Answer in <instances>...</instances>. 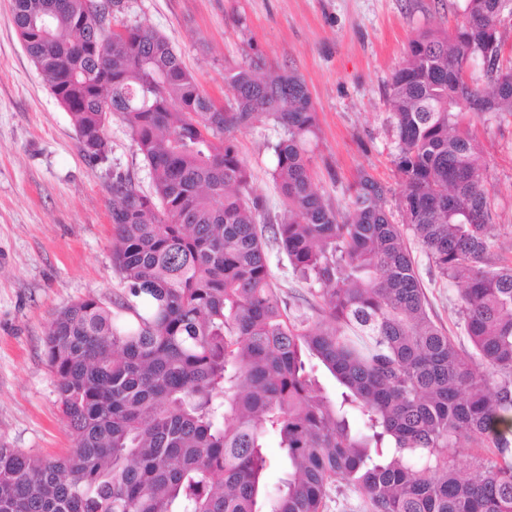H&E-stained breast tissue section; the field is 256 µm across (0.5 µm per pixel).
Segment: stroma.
<instances>
[{
	"label": "stroma",
	"instance_id": "obj_1",
	"mask_svg": "<svg viewBox=\"0 0 512 512\" xmlns=\"http://www.w3.org/2000/svg\"><path fill=\"white\" fill-rule=\"evenodd\" d=\"M463 0H124L117 24L142 23L166 36L201 89L225 102L224 74L260 57L307 83L318 113L315 183L346 210L349 188L366 171L398 197L394 143L384 92L419 31L453 32ZM478 161L497 204L502 241L512 240V116L469 113ZM105 161L86 157L68 112L51 93L0 0V447L48 458L72 448L48 365L45 338L54 312L85 298L115 299L124 284L112 263V176L145 193L153 181L132 132L119 117L106 127ZM279 130L263 120L236 144L261 197L262 221H276L283 196L267 145ZM415 260L438 320L454 336L456 288L432 281ZM273 280L292 309L309 311L310 289L286 255L269 249Z\"/></svg>",
	"mask_w": 512,
	"mask_h": 512
}]
</instances>
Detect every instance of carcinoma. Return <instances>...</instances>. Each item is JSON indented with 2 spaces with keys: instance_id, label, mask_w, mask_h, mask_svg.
Returning a JSON list of instances; mask_svg holds the SVG:
<instances>
[{
  "instance_id": "carcinoma-1",
  "label": "carcinoma",
  "mask_w": 512,
  "mask_h": 512,
  "mask_svg": "<svg viewBox=\"0 0 512 512\" xmlns=\"http://www.w3.org/2000/svg\"><path fill=\"white\" fill-rule=\"evenodd\" d=\"M123 0H13L19 37L69 112L84 153L108 154L115 114L154 191L112 176L113 264L127 292L60 310L46 333L74 448L44 460L0 447V512H324L332 490L368 512H512V262L467 112L512 115L501 27L512 0H464L453 33L409 42L387 89L394 165L387 209L366 171L345 217L314 184L317 111L293 71L224 73L202 93L168 39L123 25ZM483 83L470 78L475 62ZM274 122L284 198L261 208L234 133ZM319 285L318 319L272 282L267 244ZM459 288L472 349L431 315L411 244ZM336 380L330 398L308 369ZM288 463L266 481L269 438ZM486 448L460 468L450 449Z\"/></svg>"
}]
</instances>
